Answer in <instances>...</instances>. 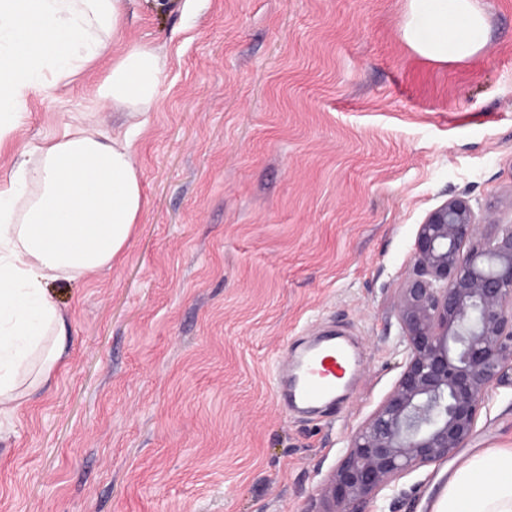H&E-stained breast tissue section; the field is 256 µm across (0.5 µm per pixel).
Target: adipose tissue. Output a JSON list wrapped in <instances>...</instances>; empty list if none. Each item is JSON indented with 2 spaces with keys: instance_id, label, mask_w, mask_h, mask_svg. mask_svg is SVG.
Wrapping results in <instances>:
<instances>
[{
  "instance_id": "obj_1",
  "label": "adipose tissue",
  "mask_w": 512,
  "mask_h": 512,
  "mask_svg": "<svg viewBox=\"0 0 512 512\" xmlns=\"http://www.w3.org/2000/svg\"><path fill=\"white\" fill-rule=\"evenodd\" d=\"M126 10L127 0H0V146L23 124L30 97L71 84L109 55ZM486 27L474 0H409L405 37L428 59H463L485 46ZM164 79L154 48L128 45L95 103L151 111ZM143 207L130 135L85 117L21 152L0 183V412L42 388L62 357L65 321L49 285L111 267ZM432 512H512V448L469 457Z\"/></svg>"
}]
</instances>
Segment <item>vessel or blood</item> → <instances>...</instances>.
<instances>
[{"instance_id": "vessel-or-blood-1", "label": "vessel or blood", "mask_w": 512, "mask_h": 512, "mask_svg": "<svg viewBox=\"0 0 512 512\" xmlns=\"http://www.w3.org/2000/svg\"><path fill=\"white\" fill-rule=\"evenodd\" d=\"M356 358L353 349L335 339L311 343L280 364L275 378L278 403L296 410L334 403L339 381Z\"/></svg>"}]
</instances>
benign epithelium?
Listing matches in <instances>:
<instances>
[{
	"label": "benign epithelium",
	"mask_w": 512,
	"mask_h": 512,
	"mask_svg": "<svg viewBox=\"0 0 512 512\" xmlns=\"http://www.w3.org/2000/svg\"><path fill=\"white\" fill-rule=\"evenodd\" d=\"M400 379L357 428L307 512H369L403 474L453 458L490 389L512 386V224L449 198L419 225L398 292Z\"/></svg>",
	"instance_id": "1"
}]
</instances>
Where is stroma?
<instances>
[{"mask_svg": "<svg viewBox=\"0 0 512 512\" xmlns=\"http://www.w3.org/2000/svg\"><path fill=\"white\" fill-rule=\"evenodd\" d=\"M470 58L407 42L408 0H131L121 42L166 80L133 159L147 205L122 259L54 284L65 353L0 416V512H305L400 378L397 296L426 216L460 193L512 218V0H477ZM104 66L34 96L29 143L93 113ZM334 329L360 346L336 409L284 415L280 362ZM512 448V387L489 391L448 462L376 512H431L448 468Z\"/></svg>", "mask_w": 512, "mask_h": 512, "instance_id": "1", "label": "stroma"}]
</instances>
